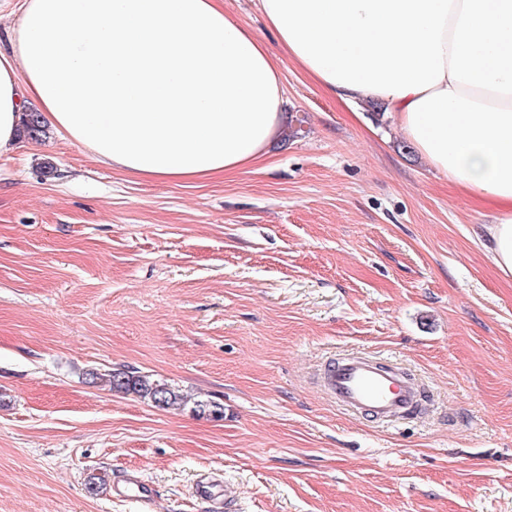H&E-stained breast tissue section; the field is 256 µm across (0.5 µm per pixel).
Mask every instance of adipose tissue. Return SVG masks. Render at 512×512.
Returning a JSON list of instances; mask_svg holds the SVG:
<instances>
[{
	"label": "adipose tissue",
	"mask_w": 512,
	"mask_h": 512,
	"mask_svg": "<svg viewBox=\"0 0 512 512\" xmlns=\"http://www.w3.org/2000/svg\"><path fill=\"white\" fill-rule=\"evenodd\" d=\"M282 46L223 0H21L0 50V154L25 108L97 161L188 181L261 159L282 64L346 104L382 102L438 173L503 211L484 247L512 277V0H260Z\"/></svg>",
	"instance_id": "1"
}]
</instances>
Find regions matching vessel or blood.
Masks as SVG:
<instances>
[{
    "label": "vessel or blood",
    "mask_w": 512,
    "mask_h": 512,
    "mask_svg": "<svg viewBox=\"0 0 512 512\" xmlns=\"http://www.w3.org/2000/svg\"><path fill=\"white\" fill-rule=\"evenodd\" d=\"M323 387L342 409L383 423L417 413L422 401L421 387L411 375L401 368L383 365L365 353L353 352L326 364ZM116 490L140 502L154 497L153 487L135 477L117 484Z\"/></svg>",
    "instance_id": "obj_1"
}]
</instances>
